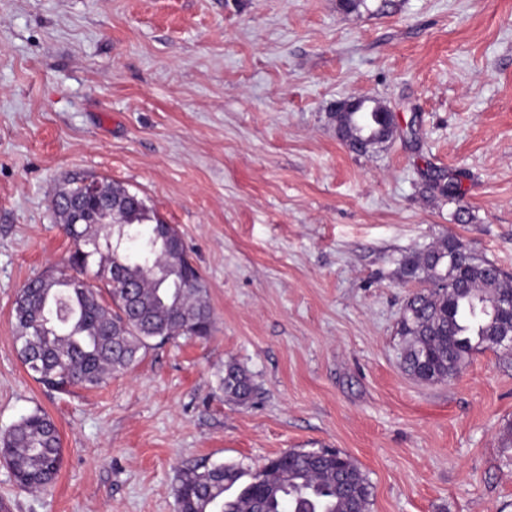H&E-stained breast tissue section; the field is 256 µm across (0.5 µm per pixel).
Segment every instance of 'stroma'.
<instances>
[{"mask_svg": "<svg viewBox=\"0 0 512 512\" xmlns=\"http://www.w3.org/2000/svg\"><path fill=\"white\" fill-rule=\"evenodd\" d=\"M342 100L399 129L368 154ZM464 172L458 205L427 175ZM176 225L214 328L152 346L100 388L34 381L20 288L72 250L70 176ZM512 277V0H0V431L40 409L63 462L9 512H178L183 470L292 449L351 457L371 512H512V355L427 384L400 365L404 256L448 236ZM234 361L258 388L227 401Z\"/></svg>", "mask_w": 512, "mask_h": 512, "instance_id": "1", "label": "stroma"}]
</instances>
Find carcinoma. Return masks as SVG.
Listing matches in <instances>:
<instances>
[{"label":"carcinoma","instance_id":"cac0c4a2","mask_svg":"<svg viewBox=\"0 0 512 512\" xmlns=\"http://www.w3.org/2000/svg\"><path fill=\"white\" fill-rule=\"evenodd\" d=\"M395 115L359 104L336 112L338 136L361 154L388 141ZM462 172L433 179L441 196L466 208ZM87 176L68 180L54 199L72 241L73 273L41 274L20 289L13 306L15 343L22 363L46 388H97L129 369L157 340L206 338L213 315L202 275L178 229L161 221L144 200L120 184L96 179L94 201L84 195ZM99 240V249L85 239ZM401 277L421 284L405 301L399 334L409 338L403 370L425 383L456 377L472 353L498 351L495 335L512 320L493 317L495 304L512 295V283L495 263L455 236L412 253ZM224 397L251 402L256 387L235 362L219 372ZM0 456L19 485L46 490L61 466V438L53 420L35 410L0 432ZM179 512H370L372 486L346 455L317 457L293 449L250 472L231 464L189 469L176 489Z\"/></svg>","mask_w":512,"mask_h":512}]
</instances>
